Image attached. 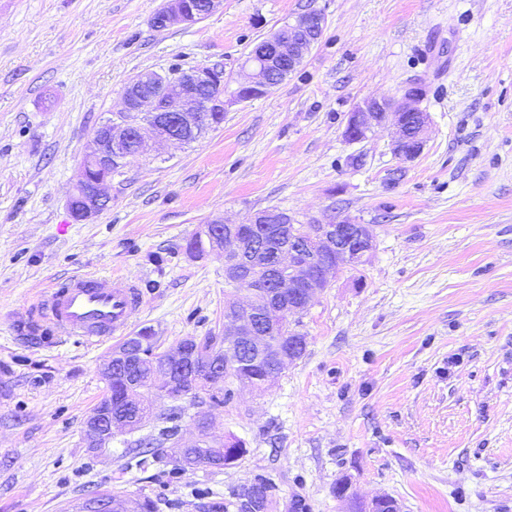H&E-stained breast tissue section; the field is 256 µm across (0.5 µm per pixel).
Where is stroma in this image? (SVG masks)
<instances>
[{
    "mask_svg": "<svg viewBox=\"0 0 512 512\" xmlns=\"http://www.w3.org/2000/svg\"><path fill=\"white\" fill-rule=\"evenodd\" d=\"M162 5L0 0V512H72L97 489L211 512L258 474L277 484L275 512H345L343 478L401 512H512V0H222L158 29ZM310 8L322 37L282 83L196 141L154 145L113 175L102 213L71 218L86 146L133 76L218 65L235 88L254 45ZM413 83L430 116L419 157H395L389 127L345 139L356 103ZM273 207L377 233L368 262L291 319L304 356L227 406L153 395L154 419L87 447L115 345L25 332L49 285L137 282L129 332L151 329L160 352L223 335L225 305L246 295L222 251L187 243ZM203 417L246 456L173 471L166 456Z\"/></svg>",
    "mask_w": 512,
    "mask_h": 512,
    "instance_id": "obj_1",
    "label": "stroma"
}]
</instances>
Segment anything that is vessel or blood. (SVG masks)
I'll return each mask as SVG.
<instances>
[{
  "mask_svg": "<svg viewBox=\"0 0 512 512\" xmlns=\"http://www.w3.org/2000/svg\"><path fill=\"white\" fill-rule=\"evenodd\" d=\"M141 303L139 287L133 281L76 274L52 285L42 308L59 334L99 345L121 339L130 312Z\"/></svg>",
  "mask_w": 512,
  "mask_h": 512,
  "instance_id": "b4317fda",
  "label": "vessel or blood"
}]
</instances>
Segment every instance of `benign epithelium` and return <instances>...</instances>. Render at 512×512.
Returning <instances> with one entry per match:
<instances>
[{
    "label": "benign epithelium",
    "instance_id": "benign-epithelium-1",
    "mask_svg": "<svg viewBox=\"0 0 512 512\" xmlns=\"http://www.w3.org/2000/svg\"><path fill=\"white\" fill-rule=\"evenodd\" d=\"M220 0H205L199 7L190 0H165L153 18V24L166 28L175 24L191 25L213 12ZM324 29V17L316 9L299 14L288 25V39L277 36L266 39V44L276 56L288 59V69L312 50ZM254 70L253 80L241 83L229 93L212 102L197 106L192 103L193 90L224 81V69L214 66H196L173 79L166 73L149 72L132 78L125 86L123 108L109 118L107 125L94 132L87 154L100 160L106 175L93 180L86 169H81L74 194L68 200V209L76 221H88L103 211L109 202L104 186L112 181V163L126 164L147 154V136L158 140L184 141L183 129L208 121L207 113L223 112L230 104L247 102L267 94L274 84L265 64L252 58L245 62ZM161 86L168 105L145 90L147 86ZM422 88L411 86L401 96L390 99H368L357 104L347 115L344 136L351 142L367 138L378 127L392 124L395 128L393 152L403 161L418 156L426 142L429 115L419 108ZM128 112H150V123H128L123 116ZM294 218L286 211L257 212L238 224L225 223L224 254L234 258L224 267L225 283L238 285L237 277L247 276L256 288H266V279L258 271L266 270L264 252L261 249L245 251L246 244L257 232L260 224H292ZM376 249V233L371 224H355L349 220H332L315 224L307 235L292 233L288 242L275 253L273 268L276 275L274 288L288 295V315L306 310L315 295L329 285V275L338 269L355 270ZM275 319L266 324V332H259L256 312L250 308H237L224 319L225 344L232 346L245 343L258 350L263 349L266 336L276 331ZM133 344L119 348L103 368L110 376L114 368L126 364L137 356ZM212 371L214 381L224 379V371L236 364L232 358H224V349L218 348L210 357L201 361L189 345L180 343L169 352L159 353L153 359L151 379L157 391L173 401L188 394L195 371L199 365ZM145 419L137 409L127 416L112 412V403L98 406L83 427L87 446L102 449L112 443L116 432L139 427ZM77 512H119L112 497L103 493L88 495L78 506Z\"/></svg>",
    "mask_w": 512,
    "mask_h": 512
}]
</instances>
